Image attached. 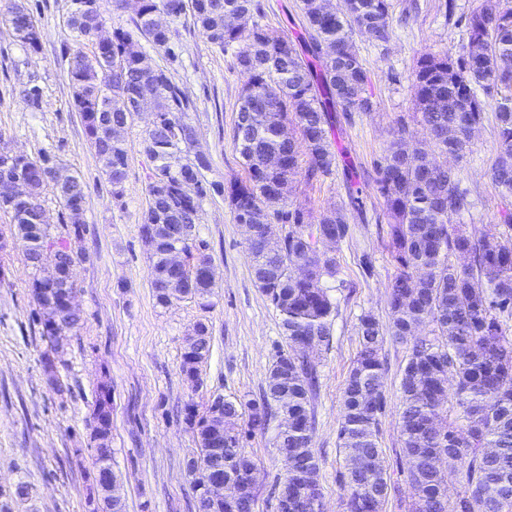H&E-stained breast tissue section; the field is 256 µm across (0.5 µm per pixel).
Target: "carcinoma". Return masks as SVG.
Instances as JSON below:
<instances>
[{
    "label": "carcinoma",
    "instance_id": "1",
    "mask_svg": "<svg viewBox=\"0 0 512 512\" xmlns=\"http://www.w3.org/2000/svg\"><path fill=\"white\" fill-rule=\"evenodd\" d=\"M78 2L72 0L67 22L77 36L92 41L93 51L90 56L73 51L82 65L68 70L72 107L116 199L123 194L128 153L123 140L107 139L108 125L131 124L137 102L152 112L144 143L153 168L141 231L152 226L159 237L150 266L156 303L164 307L185 294L209 309L217 285L203 278L190 288L158 287L168 276L167 253L197 241L201 200L208 192L203 170L209 162L183 156L195 138L194 127L183 118L187 94L164 69L150 74L142 69L144 52L132 32L117 28L109 45L98 46L102 13L84 17ZM187 9L213 45L221 50L238 45V64L250 75L233 130L248 178L231 182L227 199L237 223L262 225L248 245L253 277L279 312L286 342L268 369L261 402L226 399L217 417L198 413L193 403L186 406L185 423L197 445L190 461L194 470L217 465L224 478L245 481L253 460L243 446V427L264 432L286 411L292 416L288 434L276 435L275 442L278 450L292 454L297 470L277 479L288 484V499L277 509L294 512L293 503L318 491L319 472L313 448L317 365L304 357L300 344L331 345L336 304L323 278L336 276V260L326 249L338 246L348 225L343 208L334 204L318 223H307L303 206L279 195L278 188L299 173L308 183L332 174L337 113L370 111L367 71L353 49V36L388 41L389 2L300 0L306 27L294 40L257 22L248 29L227 24L228 13L249 17L259 11L255 0H142L135 27L165 47L169 31L153 25L154 14ZM3 20L21 32L17 39L24 46L40 48V39L23 35L38 25L20 0ZM466 26L467 44L422 53L411 75L415 120L442 160L433 161L426 144L402 125L375 165L392 219L387 239L397 272L389 285L388 330H381L373 314L360 316V351L343 390L338 440L346 462V512H381L389 496L378 443L386 408L382 350L388 337L409 349L400 379L399 424L403 473L414 495L405 512H512V211L481 229L460 223L471 202L459 190L458 171L448 167V156L464 150L490 107L498 129L490 177L503 195L512 196V0H477ZM269 84L277 86L273 98L265 93ZM7 152L1 145L0 176L32 165L42 170L41 180L18 182L28 203L24 213L3 208L13 221L11 235L23 242L25 260L35 271L51 261L71 270L82 252L69 239L52 235L49 225L36 223L35 216L49 188L69 212L75 239H81L84 182L74 177L78 191L70 193L58 187L48 154L13 163L4 160ZM188 176L198 183L192 199L180 194V182ZM163 224H189L192 232L181 240L166 238ZM46 288L34 276L31 295L43 335H51L49 325L55 322L65 333L78 327L81 313L59 318L45 306ZM420 325L430 331L416 334ZM193 333L197 339L184 347L180 368L196 389L211 353L210 326L199 321ZM88 426L96 468L112 467V456L97 451L100 440L111 439L112 397L105 381L97 387ZM193 489L197 512H251L255 500L248 485L240 498L230 500L211 498L200 483Z\"/></svg>",
    "mask_w": 512,
    "mask_h": 512
}]
</instances>
